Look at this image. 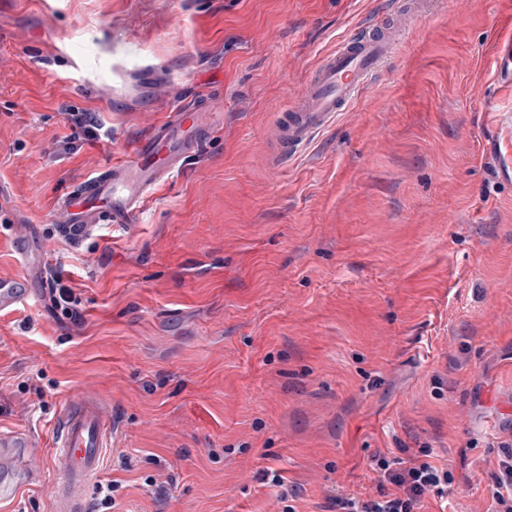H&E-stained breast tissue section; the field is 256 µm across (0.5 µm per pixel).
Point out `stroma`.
<instances>
[{"instance_id": "obj_1", "label": "stroma", "mask_w": 512, "mask_h": 512, "mask_svg": "<svg viewBox=\"0 0 512 512\" xmlns=\"http://www.w3.org/2000/svg\"><path fill=\"white\" fill-rule=\"evenodd\" d=\"M389 0H0V276L46 239L78 301L0 314V429L34 479L0 512H51L67 398L121 427L92 512H332L394 492L377 455L450 471L419 512H488L512 395V0H434L386 72L282 162L275 114ZM28 40L16 42L17 32ZM178 81L224 112L130 233L73 245L56 199L110 165ZM90 112L111 139L85 136ZM280 475L275 485L272 475ZM293 493L282 502V490Z\"/></svg>"}]
</instances>
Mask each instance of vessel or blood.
<instances>
[{"label": "vessel or blood", "mask_w": 512, "mask_h": 512, "mask_svg": "<svg viewBox=\"0 0 512 512\" xmlns=\"http://www.w3.org/2000/svg\"><path fill=\"white\" fill-rule=\"evenodd\" d=\"M430 5L431 0H401L399 10L387 20L364 26L317 61L301 94L276 115L280 157L294 156L307 147L353 105L394 55L404 32L428 14ZM162 93L168 112L149 117L145 132L134 139L128 154L56 200L54 222L60 237L80 242L107 226L136 227L146 200L198 153L201 137L223 103L186 104L182 85L176 81L164 85ZM11 252L23 270L0 277V313L39 306L42 299L32 286V270L36 259L45 255L43 240L27 231L14 233ZM115 432L112 413L98 397L81 392L66 402L52 442L61 467L52 512H87L90 491L103 472ZM31 459L27 437L0 432V503L18 499L30 486Z\"/></svg>", "instance_id": "b4317fda"}]
</instances>
